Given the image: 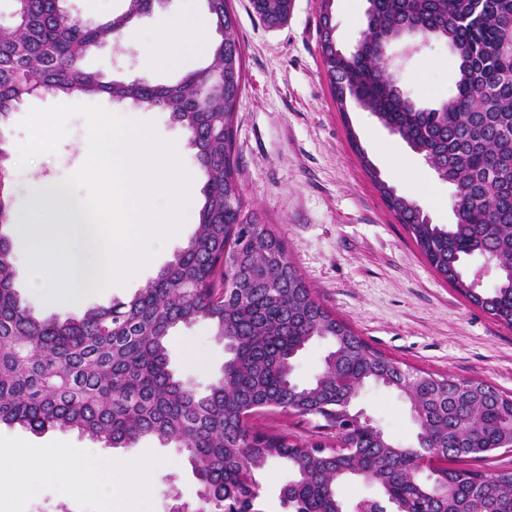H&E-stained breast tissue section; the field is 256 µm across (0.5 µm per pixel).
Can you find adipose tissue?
<instances>
[{
  "label": "adipose tissue",
  "instance_id": "ef3b65f1",
  "mask_svg": "<svg viewBox=\"0 0 512 512\" xmlns=\"http://www.w3.org/2000/svg\"><path fill=\"white\" fill-rule=\"evenodd\" d=\"M144 44V62L147 66L168 68L179 59L177 49L193 43L201 49L210 46L209 27L201 21H189L186 16L169 18L161 28L138 32ZM87 462L76 466L71 453L65 448H53L33 455L23 444H14L0 450V466L11 468L20 484H28L32 472L38 471L65 480L75 491L95 492L105 498L121 497L128 501H141L151 483L153 464L145 459H106L99 449H86Z\"/></svg>",
  "mask_w": 512,
  "mask_h": 512
}]
</instances>
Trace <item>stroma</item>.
Segmentation results:
<instances>
[{
    "instance_id": "1",
    "label": "stroma",
    "mask_w": 512,
    "mask_h": 512,
    "mask_svg": "<svg viewBox=\"0 0 512 512\" xmlns=\"http://www.w3.org/2000/svg\"><path fill=\"white\" fill-rule=\"evenodd\" d=\"M230 3L245 60L233 152L239 181L258 222L283 240L290 261L316 298L373 348L414 369L481 379L512 392V329L472 306L432 270L404 225L385 206L363 162L371 160L398 193L414 200L431 197L434 204L427 212L436 224L454 220L450 188L372 114L354 106L338 110L322 63L319 0H293L287 22L276 29L262 23L250 0ZM365 7L366 0H334L336 37L344 50H354L362 38ZM191 9L205 16V0H158L135 30L94 49L84 59V68L103 71L110 79L176 84L185 73L207 66L208 52L189 50L179 66L151 70L143 64L135 33L159 28L166 18ZM389 52L397 59L402 82L423 102H432L452 87L455 68L447 47L435 44L409 55L404 45L395 44ZM91 103L152 124L161 140L179 143L180 161L190 176L189 194L201 200L205 176L187 130L173 123L168 112L134 111L105 96L39 93L25 99L9 124L0 128L16 211H24L33 180L59 182L80 170L88 146L86 119L74 114L54 152L44 154L41 162L20 165L18 147L27 138L23 121L28 113ZM172 256V249L159 251L133 280L92 294L88 305L130 299ZM169 352L177 376L201 390L219 375L224 362V348L204 321L177 328L169 339ZM358 406L394 441L413 443L408 408L396 392L366 386ZM251 422L300 444L316 435L314 419L290 411L265 412ZM12 441L26 443L34 452L71 449L78 466L85 464L84 450L92 445L75 431L36 435L19 427H0V444ZM146 452L159 457L160 464L147 498L135 510L108 505L95 494L72 492L62 480L37 475L20 494L13 492L11 482L0 483V512H172L176 502H193L198 485L187 453L145 439L121 454L136 458Z\"/></svg>"
}]
</instances>
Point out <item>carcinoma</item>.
Listing matches in <instances>:
<instances>
[{"mask_svg": "<svg viewBox=\"0 0 512 512\" xmlns=\"http://www.w3.org/2000/svg\"><path fill=\"white\" fill-rule=\"evenodd\" d=\"M13 25L0 27V127L26 97L106 95L159 108L190 133L206 181L195 234L131 299L78 315L40 319L13 286L10 238L0 231V426L32 433L75 430L108 448L151 437L188 453L199 490L183 512H262L255 473L288 469L283 512H345L344 485L379 490L366 512H512V470L431 467L355 418L369 383L407 403L422 447L437 458L480 459L512 450V393L478 379L404 369L373 349L307 287L283 241L249 209L233 155L242 53L227 0H206L222 35L208 66L174 85L105 80L82 67L86 54L118 38L151 9H128L95 26L71 17L64 0H13ZM366 27L355 52L328 45L322 61L339 111H369L421 155L451 187L452 224H434L414 200L379 179L363 160L387 207L410 231L432 269L467 301L512 328V0H367ZM269 26L285 23L293 0H251ZM448 44L457 60L453 87L433 108L421 107L394 77L388 47L408 36ZM0 224L12 196L1 175ZM470 260L496 267L494 287L474 288ZM209 322L226 359L205 392L176 377L167 338L180 325ZM331 350L309 384L293 378L313 340ZM282 409L319 420V438L303 446L250 425Z\"/></svg>", "mask_w": 512, "mask_h": 512, "instance_id": "1", "label": "carcinoma"}]
</instances>
